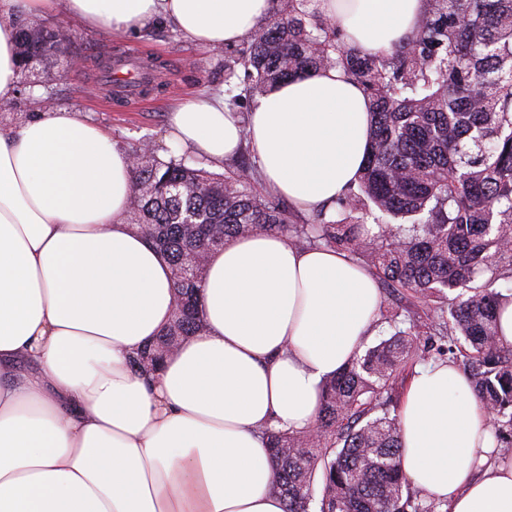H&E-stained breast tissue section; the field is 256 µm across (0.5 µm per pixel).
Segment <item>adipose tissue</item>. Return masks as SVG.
I'll use <instances>...</instances> for the list:
<instances>
[{
  "instance_id": "ef3b65f1",
  "label": "adipose tissue",
  "mask_w": 512,
  "mask_h": 512,
  "mask_svg": "<svg viewBox=\"0 0 512 512\" xmlns=\"http://www.w3.org/2000/svg\"><path fill=\"white\" fill-rule=\"evenodd\" d=\"M349 46L390 50L425 0H315ZM61 12L115 35L157 20L190 42L250 39L272 0H0V105L16 93L19 14ZM182 146L219 163L254 150L267 189L314 212L342 197L370 148L363 86L298 74L255 99L170 115ZM134 159L81 113L50 105L0 128V512H285L266 429L312 426L323 382L360 353L374 276L287 235L227 241L204 261V328L145 376L129 359L169 326L167 260L131 224ZM401 469L446 512H512V457L457 366L415 367L399 408Z\"/></svg>"
}]
</instances>
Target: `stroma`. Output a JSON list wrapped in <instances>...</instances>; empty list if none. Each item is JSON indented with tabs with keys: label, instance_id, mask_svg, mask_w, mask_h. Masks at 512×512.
I'll return each mask as SVG.
<instances>
[{
	"label": "stroma",
	"instance_id": "1",
	"mask_svg": "<svg viewBox=\"0 0 512 512\" xmlns=\"http://www.w3.org/2000/svg\"><path fill=\"white\" fill-rule=\"evenodd\" d=\"M45 23L68 29L72 41L67 53L20 71L16 94L7 106L11 116L24 121L47 100L53 106L82 112L126 150L147 145L159 157L182 156L196 163L195 154L168 141L169 112L186 95L224 90L223 49L196 46L165 22L132 35L101 33L61 14L46 17ZM123 52L131 60L148 61L154 72L136 102L116 98L98 75L108 56Z\"/></svg>",
	"mask_w": 512,
	"mask_h": 512
}]
</instances>
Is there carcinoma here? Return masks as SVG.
Returning <instances> with one entry per match:
<instances>
[{
  "instance_id": "1",
  "label": "carcinoma",
  "mask_w": 512,
  "mask_h": 512,
  "mask_svg": "<svg viewBox=\"0 0 512 512\" xmlns=\"http://www.w3.org/2000/svg\"><path fill=\"white\" fill-rule=\"evenodd\" d=\"M268 22L224 56L228 107L305 70L341 68L369 96L373 136L358 187L332 215L290 223L288 208L254 191L248 169L222 174L183 157L140 148L133 224L171 266L174 314L156 342L130 358L154 369L166 349L203 329V268L187 269L203 248L254 232H286L302 248L344 249L433 307L448 334V360L462 355L473 392L495 410L496 442L512 444V344L497 340V311L512 282V0H427L407 40L365 56L342 30L306 10L307 0H274ZM59 28L37 18L17 32L22 66L54 54ZM249 81L239 85L238 70ZM374 218L375 229L367 228ZM488 275L481 285L477 278ZM465 288L470 295L448 299ZM387 337L327 380L314 424L266 432L272 491L286 512H444L411 491L400 467L393 392L410 363L433 346L410 316L381 313Z\"/></svg>"
}]
</instances>
